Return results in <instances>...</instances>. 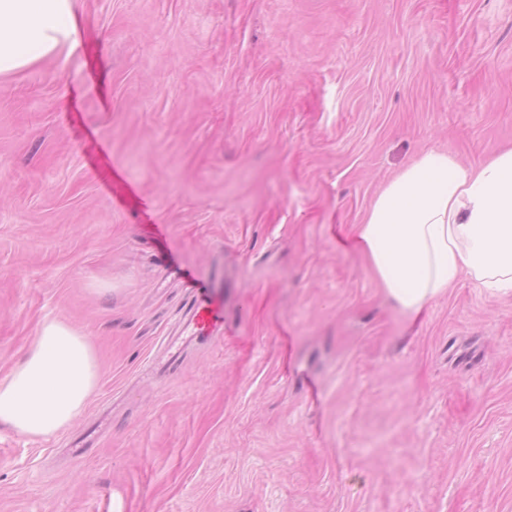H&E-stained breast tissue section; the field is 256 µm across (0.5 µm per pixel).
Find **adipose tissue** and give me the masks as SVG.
Returning a JSON list of instances; mask_svg holds the SVG:
<instances>
[{"mask_svg": "<svg viewBox=\"0 0 512 512\" xmlns=\"http://www.w3.org/2000/svg\"><path fill=\"white\" fill-rule=\"evenodd\" d=\"M80 46L76 0H0V76ZM352 233L395 307L416 317L462 280L512 292V147L462 166L429 150L399 171ZM87 336L41 323L23 361L0 377V423L31 438L65 430L96 389Z\"/></svg>", "mask_w": 512, "mask_h": 512, "instance_id": "adipose-tissue-1", "label": "adipose tissue"}]
</instances>
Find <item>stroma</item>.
<instances>
[{
  "instance_id": "1",
  "label": "stroma",
  "mask_w": 512,
  "mask_h": 512,
  "mask_svg": "<svg viewBox=\"0 0 512 512\" xmlns=\"http://www.w3.org/2000/svg\"><path fill=\"white\" fill-rule=\"evenodd\" d=\"M77 10L81 51L0 77V375L57 319L99 384L0 423V512H512V294L411 322L342 243L421 153L512 144V0ZM164 251L224 284L171 365Z\"/></svg>"
}]
</instances>
